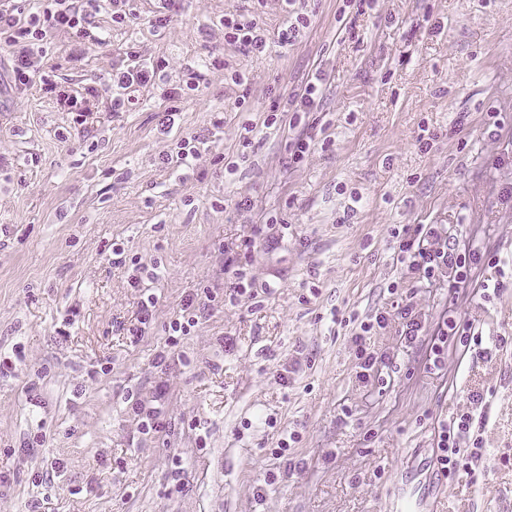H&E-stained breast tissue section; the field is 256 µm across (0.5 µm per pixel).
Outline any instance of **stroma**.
Returning a JSON list of instances; mask_svg holds the SVG:
<instances>
[{
	"label": "stroma",
	"instance_id": "35a3bbf8",
	"mask_svg": "<svg viewBox=\"0 0 512 512\" xmlns=\"http://www.w3.org/2000/svg\"><path fill=\"white\" fill-rule=\"evenodd\" d=\"M159 5L128 0L117 24L102 4V44L48 34L54 94L15 87L0 56V357H18L0 375V512H396L422 482L425 512H512V349L476 361L452 347L437 369L394 316L407 297L426 332L452 312L512 336V284L490 302L449 298L419 282L394 238L447 224L512 260V0H379L346 25L340 0H304L310 24L288 46L275 38L283 0H182L163 28ZM229 12L259 21L264 53L225 41ZM160 60L113 111V72ZM317 68L325 142L292 169L288 130L262 127L263 112ZM190 138L191 164L166 163ZM270 217L285 237L258 245L252 273L272 293L249 308L216 301L179 338V359L159 362L185 298ZM116 243L159 274L139 340ZM379 311L391 315L371 340L380 371L364 382L348 317ZM160 382L165 429L146 436L127 398ZM476 392L492 396L481 473L444 479L433 423ZM293 432L299 471L266 484Z\"/></svg>",
	"mask_w": 512,
	"mask_h": 512
}]
</instances>
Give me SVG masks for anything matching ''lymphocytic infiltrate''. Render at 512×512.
Wrapping results in <instances>:
<instances>
[{"label": "lymphocytic infiltrate", "mask_w": 512, "mask_h": 512, "mask_svg": "<svg viewBox=\"0 0 512 512\" xmlns=\"http://www.w3.org/2000/svg\"><path fill=\"white\" fill-rule=\"evenodd\" d=\"M95 3L96 0H37L34 11L20 17L0 0V52L10 57L15 82L25 85L40 77V61L33 47L47 38L49 32H70L79 39L88 38L90 13ZM224 39L250 53L264 52L267 47V36L259 22L235 13L224 17ZM324 81L321 72L311 73L289 95L287 108L274 105L263 114L264 127L292 130L288 143L289 166L302 164L315 147L313 127L302 124L301 116L312 111L320 101ZM276 226L273 218L253 225L250 234L225 254L220 273L229 282L228 293L217 295V287L212 284L185 299L168 324V347L159 352V359L170 358L179 337L190 335L216 297H223L225 304L233 307L256 299V281L249 271L251 257L259 241L275 240ZM398 249L406 255L410 270L427 283L447 282L449 295L468 291L488 302L499 296L505 286L504 262L497 252L478 241L459 238L438 225H420L415 237L400 240ZM511 344V336H489L473 321L449 317L437 324L430 339L429 358L433 363H441L448 346L453 345L473 359L485 360ZM168 399L169 389L161 382L149 397L132 400L131 409L143 434L163 431L161 415ZM491 406L486 395L475 393L470 396L467 409L437 422L432 462L442 477L462 470L476 473L485 454L483 433Z\"/></svg>", "instance_id": "f902f5d3"}]
</instances>
